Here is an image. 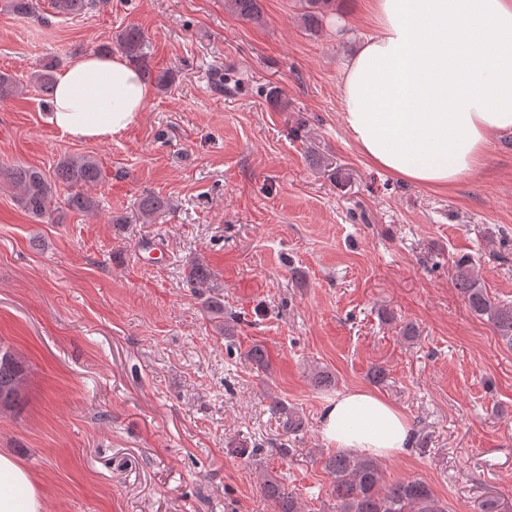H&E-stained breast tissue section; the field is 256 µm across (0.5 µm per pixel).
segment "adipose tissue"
Here are the masks:
<instances>
[{
    "instance_id": "ef3b65f1",
    "label": "adipose tissue",
    "mask_w": 512,
    "mask_h": 512,
    "mask_svg": "<svg viewBox=\"0 0 512 512\" xmlns=\"http://www.w3.org/2000/svg\"><path fill=\"white\" fill-rule=\"evenodd\" d=\"M374 32L344 64V127L371 165L429 188L481 169L512 134V0H368ZM153 91L121 54H86L56 75L48 121L75 141H108ZM320 433L337 450L393 458L413 445L404 414L367 390L328 400ZM0 512H42L27 469L0 453Z\"/></svg>"
}]
</instances>
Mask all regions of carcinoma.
<instances>
[{
	"mask_svg": "<svg viewBox=\"0 0 512 512\" xmlns=\"http://www.w3.org/2000/svg\"><path fill=\"white\" fill-rule=\"evenodd\" d=\"M232 11L242 19L258 22L261 10L258 0H226ZM311 9L308 20L319 23L335 0H305ZM8 8L18 15L40 16L38 0H8ZM87 7V0H52L54 13L60 16L75 15ZM120 50L130 62L138 66L147 81L160 89L169 86L172 73L153 74L150 66V45L143 32L135 27L125 28L118 38ZM57 63L53 60L40 65L33 73L38 91L51 97ZM0 178L19 189L17 200L22 210L40 222H54L58 208L52 207L57 185L69 188L63 205L69 211L90 214L97 208L95 200L84 188L102 179V167L92 155H76L61 160L55 169L46 172L38 167L17 164L0 171ZM169 207L168 200L153 193L144 195L139 203L141 217L150 220ZM471 260L461 257L456 261L455 285L466 299L473 314L488 322L493 331L512 347V304H503L489 296L479 280L472 276ZM187 278L196 288L209 289L208 307L218 314L224 313L217 278L202 261L194 262ZM26 379L25 367L14 353L0 346V411L13 409L22 401ZM272 414L282 418L283 427L290 433L304 428L302 417L282 401L270 404ZM324 469L331 477L332 512H448V505L441 502L428 483L421 479H408L392 483L383 481L379 462L372 457H357L345 453L329 455ZM261 493L274 512H302L294 493L274 475L262 482Z\"/></svg>",
	"mask_w": 512,
	"mask_h": 512,
	"instance_id": "obj_1",
	"label": "carcinoma"
}]
</instances>
